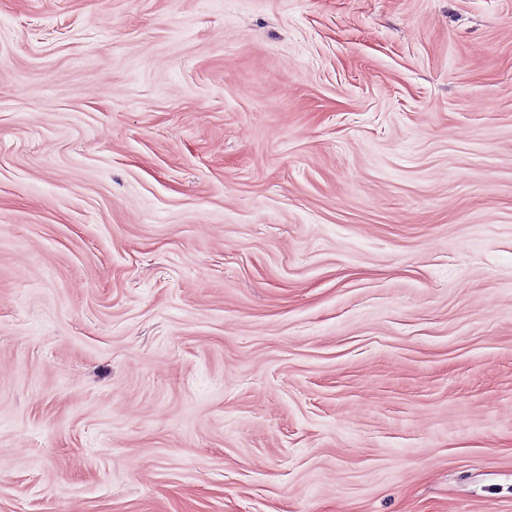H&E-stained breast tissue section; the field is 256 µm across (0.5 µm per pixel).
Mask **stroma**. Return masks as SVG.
Instances as JSON below:
<instances>
[{
  "mask_svg": "<svg viewBox=\"0 0 512 512\" xmlns=\"http://www.w3.org/2000/svg\"><path fill=\"white\" fill-rule=\"evenodd\" d=\"M0 512H512V0H0Z\"/></svg>",
  "mask_w": 512,
  "mask_h": 512,
  "instance_id": "1",
  "label": "stroma"
}]
</instances>
